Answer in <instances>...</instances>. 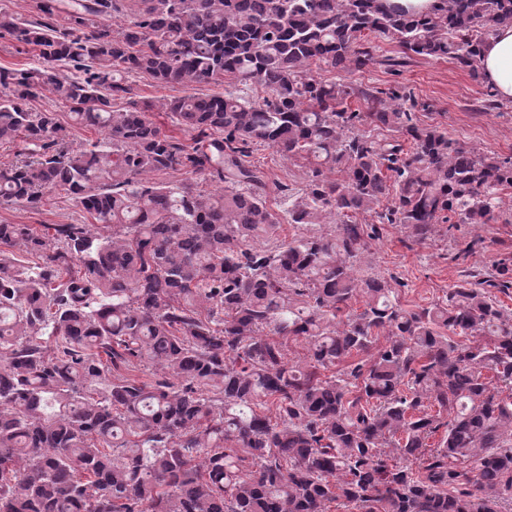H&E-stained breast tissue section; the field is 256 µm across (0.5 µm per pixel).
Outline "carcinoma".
Returning <instances> with one entry per match:
<instances>
[{
	"mask_svg": "<svg viewBox=\"0 0 512 512\" xmlns=\"http://www.w3.org/2000/svg\"><path fill=\"white\" fill-rule=\"evenodd\" d=\"M126 2L35 0L28 18L0 4V38L39 59L0 68V144H24L0 168V206L60 190L103 228L0 224V512H502L512 317L486 288L512 287V256L407 309L359 273L376 228L352 216L419 243L440 224L496 223L512 160L417 124L396 89L325 83L312 65L366 66L369 32L480 83V46L512 25V0L419 15L382 0H132L127 16ZM130 74L228 89L161 103L177 136L130 100ZM47 92L101 137L71 147L58 113L30 108ZM259 146L312 166L304 188L277 185L282 217L249 162ZM175 172L217 189L152 180ZM283 218L336 227L286 240ZM476 334L494 340H454ZM141 365L164 377L139 380Z\"/></svg>",
	"mask_w": 512,
	"mask_h": 512,
	"instance_id": "1",
	"label": "carcinoma"
}]
</instances>
